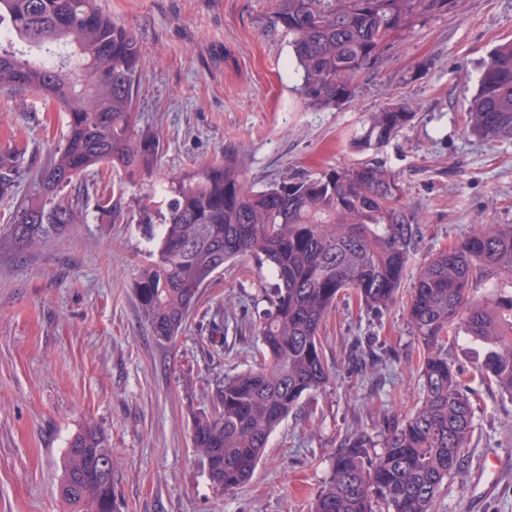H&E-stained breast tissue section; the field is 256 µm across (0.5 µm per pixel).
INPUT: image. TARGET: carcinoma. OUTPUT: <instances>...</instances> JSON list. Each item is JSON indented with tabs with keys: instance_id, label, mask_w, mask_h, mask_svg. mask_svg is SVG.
Returning a JSON list of instances; mask_svg holds the SVG:
<instances>
[{
	"instance_id": "cac0c4a2",
	"label": "carcinoma",
	"mask_w": 512,
	"mask_h": 512,
	"mask_svg": "<svg viewBox=\"0 0 512 512\" xmlns=\"http://www.w3.org/2000/svg\"><path fill=\"white\" fill-rule=\"evenodd\" d=\"M456 0H272L269 22L290 38L299 94L312 107L355 95L394 42L419 20ZM0 90L27 92L65 112L62 144L30 170L12 204L8 235L20 253L63 236L88 200L61 190L109 166L145 181L146 237L133 284L144 318L161 343L182 332L204 288L224 265L251 260L268 270L266 307L254 323L262 348L256 366L215 380L208 404L193 413L191 443L218 488L239 489L264 456L270 435L302 399L330 381L321 327L349 291L381 313L398 299L419 217L399 177L376 161L331 168L257 187L227 152L188 171L153 180L160 142L138 130L137 36L99 11L95 0H0ZM418 107L389 103L355 137L377 149L412 121ZM465 128L487 139L512 138V42L484 62ZM25 151L0 149V197L13 192ZM94 208L125 222L112 197ZM512 280V224H475L459 244L420 268L406 302L420 344L422 397L403 417H388L380 439L348 434L309 512H435L440 490L461 466L474 432V408L460 371L441 347L462 332L487 352L478 369L512 398V294L474 297L478 278ZM112 460L105 434L87 424L69 440L58 496L66 512H112Z\"/></svg>"
}]
</instances>
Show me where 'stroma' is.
Instances as JSON below:
<instances>
[{"label": "stroma", "mask_w": 512, "mask_h": 512, "mask_svg": "<svg viewBox=\"0 0 512 512\" xmlns=\"http://www.w3.org/2000/svg\"><path fill=\"white\" fill-rule=\"evenodd\" d=\"M96 2L140 42L137 122L162 144L157 179L224 150L261 185L378 160L399 175L421 220L406 291L420 266L472 225L512 224V139L463 131L483 59L512 41V0H458L421 20L359 78L350 102L326 109L300 99L288 37L268 22L270 0ZM395 102L418 103L416 117L380 148L356 149L371 114ZM64 129V113L41 99L0 92V148L16 144L40 160ZM97 183L118 192L128 223L90 210L26 253L4 231L10 202L0 200V512H64L55 497L62 458L89 422L112 448V512H308L345 435L379 437L385 418L408 413L420 396L422 353L405 298L377 315L341 297L321 329L330 383L271 435L243 487L219 490L193 451L190 411L207 403L214 379L250 364L261 290L225 267L177 340L159 342L133 288L146 246L143 189L116 169ZM359 340L382 347L385 365L360 368ZM444 351L462 372L475 428L438 512H512V399L479 373L484 346L461 336Z\"/></svg>", "instance_id": "stroma-1"}]
</instances>
